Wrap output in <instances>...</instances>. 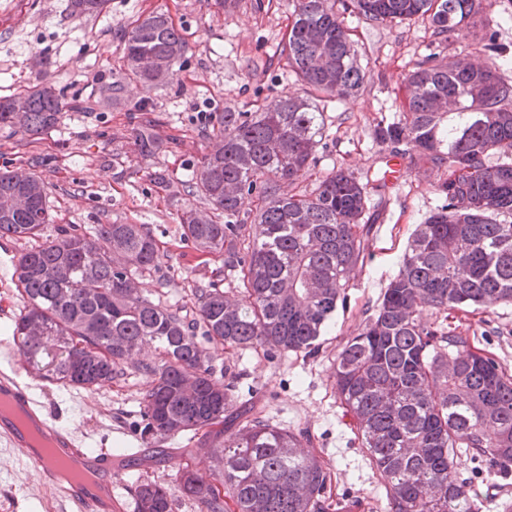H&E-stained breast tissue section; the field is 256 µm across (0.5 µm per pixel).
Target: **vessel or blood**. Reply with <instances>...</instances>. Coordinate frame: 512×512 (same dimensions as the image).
Segmentation results:
<instances>
[{"label":"vessel or blood","mask_w":512,"mask_h":512,"mask_svg":"<svg viewBox=\"0 0 512 512\" xmlns=\"http://www.w3.org/2000/svg\"><path fill=\"white\" fill-rule=\"evenodd\" d=\"M0 400L12 407L11 414H0V437L16 449L41 485L78 512H120L114 485L122 470L121 454L83 447L72 431L55 423L15 373L0 371ZM63 463L83 472V479L60 483L57 470Z\"/></svg>","instance_id":"obj_1"}]
</instances>
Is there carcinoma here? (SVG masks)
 <instances>
[{
	"instance_id": "cac0c4a2",
	"label": "carcinoma",
	"mask_w": 512,
	"mask_h": 512,
	"mask_svg": "<svg viewBox=\"0 0 512 512\" xmlns=\"http://www.w3.org/2000/svg\"><path fill=\"white\" fill-rule=\"evenodd\" d=\"M484 0H342L343 10L376 23L426 17L439 44L469 26ZM336 0H296L284 37L288 67L309 96L274 100L253 112L228 109L212 128V149L185 181L213 215L189 208L181 237L224 258L242 290L212 282L195 289L196 318L140 294L136 278L163 254L146 224H96L79 233L51 223L47 185L36 173L0 168V238L36 243L15 267L24 306L11 328L34 377L93 390L139 363L148 390L140 402L145 439L203 432L212 482L177 476L200 512H327L330 473L300 436L247 418L224 436L234 381L214 377L206 344L227 349L305 352L345 300L351 272L366 258L367 187L334 170L309 194L285 193L310 167L325 134L319 102H339L365 83ZM483 65L461 67L432 52L402 82L399 112L375 127L376 140L416 149V163L448 167L444 204L416 226L375 314L336 356L334 379L345 415L382 480L387 512H480L476 492L456 477L461 457L512 466V375L452 329L420 321L423 310L467 311L512 302V83L500 74L507 48L491 32ZM186 43L170 18L140 17L124 41L130 73L146 83L173 74ZM24 109L16 125L15 107ZM67 106L52 85L0 98V128L38 135ZM253 215H241L244 195ZM136 512H172L155 482L135 488Z\"/></svg>"
}]
</instances>
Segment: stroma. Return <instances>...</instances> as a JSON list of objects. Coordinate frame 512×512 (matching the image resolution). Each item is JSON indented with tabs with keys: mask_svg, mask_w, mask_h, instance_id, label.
<instances>
[{
	"mask_svg": "<svg viewBox=\"0 0 512 512\" xmlns=\"http://www.w3.org/2000/svg\"><path fill=\"white\" fill-rule=\"evenodd\" d=\"M292 10L293 0H108L101 12L78 15L71 0H0V97L50 84L75 102L43 135L0 129V167H36L48 186L54 226L150 225L164 258L158 272L142 279L141 292L195 316L197 286L215 281L228 289L237 281L223 258L181 240L182 211L207 207L187 195L184 182L211 148L202 128L216 123L225 108L246 112L272 98L304 95V84L288 70L282 52ZM153 12L167 13L187 44L172 78L158 87L135 80L123 58L125 32ZM343 23L367 65V81L354 97L325 104L326 132L314 166L292 186L296 193L312 192L320 178L340 168L362 174L384 167L386 151L374 127L398 112L403 75L431 50L432 29L425 20L381 24L349 12ZM493 29L512 48V0H490L475 26L439 52L450 59L470 57ZM145 124L156 142L149 155L137 145L136 132ZM447 176L444 168L409 165L396 185L373 195L368 256L354 270L346 303L337 308L316 352L208 347L213 367L235 376L243 409L306 436L331 472L327 494L341 512L385 509L381 478L333 386L336 355L374 314L417 224L442 205L439 185ZM29 248L27 241L0 238V340L23 306L12 274ZM445 324L512 375V304L453 312ZM20 375L86 447H143L138 410L148 385L133 365L92 391L90 406L82 391L35 379L26 369ZM176 472V461H151L128 470L115 493L126 501V512H135L136 485L155 481L169 489L172 512H198L179 490ZM456 472L480 495L484 512H502V503H512V473L501 474L495 463L464 459ZM0 512L72 510L0 440Z\"/></svg>",
	"mask_w": 512,
	"mask_h": 512,
	"instance_id": "35a3bbf8",
	"label": "stroma"
}]
</instances>
